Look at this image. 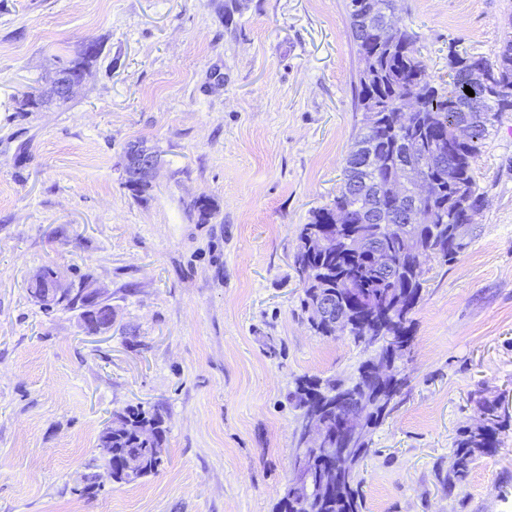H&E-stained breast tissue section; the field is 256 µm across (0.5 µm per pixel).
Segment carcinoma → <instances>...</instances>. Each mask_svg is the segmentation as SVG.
Instances as JSON below:
<instances>
[{
  "instance_id": "cac0c4a2",
  "label": "carcinoma",
  "mask_w": 512,
  "mask_h": 512,
  "mask_svg": "<svg viewBox=\"0 0 512 512\" xmlns=\"http://www.w3.org/2000/svg\"><path fill=\"white\" fill-rule=\"evenodd\" d=\"M350 35L364 67L357 78L358 131L343 165V180L331 205L314 211L306 224L296 227L297 247L293 262L303 282L301 308L311 312L327 291L344 294L350 282L363 299L350 317L348 335L355 344L369 334L404 336L413 344L412 316L423 298L425 264L432 258L450 263L468 246L475 228L459 231L466 204L483 199L474 175V162L488 125L501 113L512 112V90L491 97L486 85L470 77L473 56L448 47V81L438 85L416 48L412 33L393 23L389 33L374 39L357 28L348 12ZM102 45L89 44L82 56L63 66L79 80L101 53ZM489 78L512 85V44L500 46L490 60L479 57ZM470 87L474 95L464 92ZM374 152L381 165L377 172L355 171L353 157ZM410 154L421 166L425 179L435 184L434 195L424 202L419 224L397 226L390 217L394 201L381 194V184L399 176V164ZM367 183L366 192L355 189L354 180ZM335 210L351 216L347 233L364 232L382 237L393 254L400 279L390 281L373 270L371 260L348 253L338 240L328 252L312 250L313 229L327 223ZM372 349V348H370ZM382 353L384 349L374 348ZM368 361L349 379L302 375L290 397L301 414L317 406L325 394L349 393L359 386ZM131 428L112 435V481L132 483L158 474L165 437L164 420L156 410L129 408L117 416ZM503 425L497 407L484 408L483 423L460 434L451 459L445 488L466 481L475 457L491 454L500 445ZM364 450L347 474L341 494L326 497L319 512H366L360 477L370 456Z\"/></svg>"
}]
</instances>
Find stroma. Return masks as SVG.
I'll return each instance as SVG.
<instances>
[{"instance_id": "stroma-1", "label": "stroma", "mask_w": 512, "mask_h": 512, "mask_svg": "<svg viewBox=\"0 0 512 512\" xmlns=\"http://www.w3.org/2000/svg\"><path fill=\"white\" fill-rule=\"evenodd\" d=\"M347 3L0 0V512H273L295 379L347 377L366 357L310 329L292 264L357 132ZM397 16L437 78L449 45L490 57L512 37V0H398ZM93 40L66 102L19 111ZM136 141L160 157L138 197L123 175ZM475 177L476 233L430 261L407 385L371 436L367 512H512V112ZM42 268L107 291L111 331L44 310L28 292ZM485 401L501 443L447 491ZM136 405L163 416L164 462L116 484L97 438Z\"/></svg>"}]
</instances>
